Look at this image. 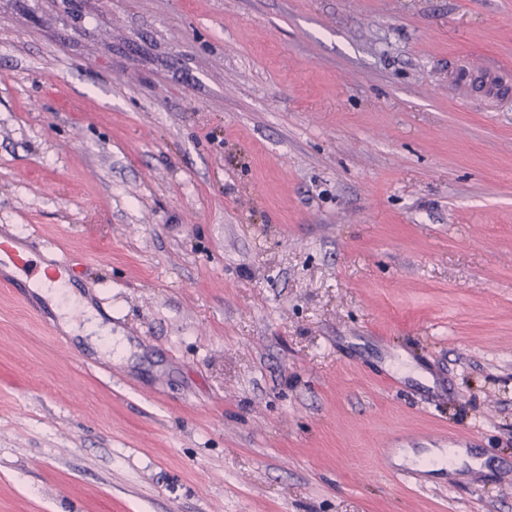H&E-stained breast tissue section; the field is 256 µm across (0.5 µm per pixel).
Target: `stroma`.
Wrapping results in <instances>:
<instances>
[{
  "label": "stroma",
  "mask_w": 512,
  "mask_h": 512,
  "mask_svg": "<svg viewBox=\"0 0 512 512\" xmlns=\"http://www.w3.org/2000/svg\"><path fill=\"white\" fill-rule=\"evenodd\" d=\"M2 237L0 512H512V0H0ZM3 255H6L15 270L26 278L39 275L38 266L34 264L33 260L26 253L13 249L9 241L0 240V264Z\"/></svg>",
  "instance_id": "1"
}]
</instances>
